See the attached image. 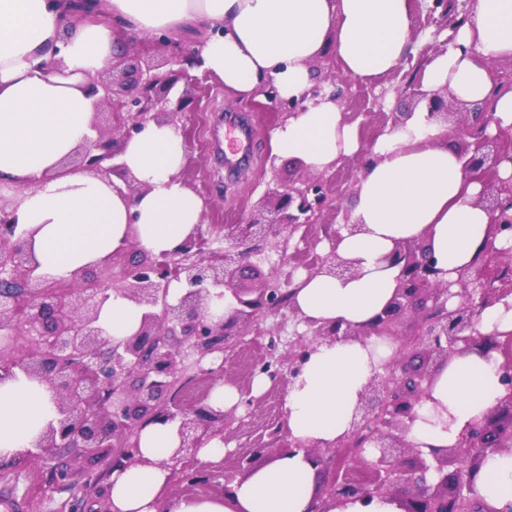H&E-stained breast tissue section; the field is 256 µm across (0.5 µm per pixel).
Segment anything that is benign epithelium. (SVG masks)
<instances>
[{"instance_id": "1", "label": "benign epithelium", "mask_w": 512, "mask_h": 512, "mask_svg": "<svg viewBox=\"0 0 512 512\" xmlns=\"http://www.w3.org/2000/svg\"><path fill=\"white\" fill-rule=\"evenodd\" d=\"M150 41L164 50L165 73L127 47L112 66L90 79L96 97L91 128L97 137L78 147L65 166L112 182L122 179L138 191L135 178L114 162L125 142L146 123L177 125L178 115L194 108L188 90V67L199 64L182 43L168 36ZM262 93L285 118L299 101L281 99L273 84ZM411 96L427 101L430 115L459 140L457 155L469 180L481 184L475 204L490 217L473 260L454 270L437 262L427 244L395 242L386 256L399 268L388 305L363 326H342L299 319L305 331L288 343L278 367L265 358L255 369L272 381L293 382L305 355L325 343L365 340L387 334L394 355L370 378L360 394L350 427L331 445L288 440V452H305L315 471L328 480L314 494L322 503L372 498L397 500L401 512H448V502L474 495L476 476L470 463L493 451L512 450V332L483 334L480 315L497 304L512 306V177L499 165L512 162V130L487 134L491 117L471 110L448 94H427L413 84ZM331 179L307 175L282 190L267 193L235 224L197 226L179 247L152 255L135 247L113 254L101 265L77 270L68 280L34 275L27 232L15 211L0 206V381L23 373L53 392L57 417L15 463L45 465L54 483L70 486L77 461L112 467L147 464L139 450V433L150 423H175L179 445L170 456V480L191 488H224L233 494L236 475L249 477L262 458L273 459L266 444L238 458L237 472L224 460L201 465L197 453L205 443L224 440V422L235 410H216L207 402H189L174 388L190 369L194 380L214 386L224 380L217 355L237 348L262 316L284 304L275 270L262 271L269 253L288 260L293 240L316 250L312 226L333 210ZM355 235L364 225H336L329 250L313 262L297 264L307 275L340 279L356 275L355 262L341 256L342 232ZM224 241L219 246L217 242ZM177 281L185 293L173 303L169 288ZM116 290L142 309L138 331L114 343L97 326L99 313ZM224 300L228 313L215 318L211 302ZM457 352L500 358L504 394L481 420L469 424L447 448L423 450L408 440L417 410L429 399L437 372ZM454 469L448 470V464Z\"/></svg>"}]
</instances>
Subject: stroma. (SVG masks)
<instances>
[{"mask_svg": "<svg viewBox=\"0 0 512 512\" xmlns=\"http://www.w3.org/2000/svg\"><path fill=\"white\" fill-rule=\"evenodd\" d=\"M433 0H418L413 27L421 47L408 57L392 75L366 85L353 79L337 82L338 103L345 119L356 125L364 145H371L391 124L394 112H411L415 103L407 88L417 79L435 52L445 50L451 31L440 13L432 12ZM200 83L191 87L199 105L197 110L183 113L180 127L186 133L189 151L180 176L205 202L204 224H232L249 211L253 202L267 191L281 188L298 178L303 169L298 161L283 159L270 164V139L280 117L273 111L257 112L249 100L239 99L226 91L223 84L210 75H200ZM232 110L249 124L250 138L241 164L240 178L234 188L216 185L211 174L224 168V113ZM297 319L291 307L283 306L264 317L258 334L259 348L224 355V382L253 394V403L240 407L224 426L231 440L224 454V468L234 471L238 454L252 448L256 440L268 439L271 430L285 416L284 402L288 383L268 384L261 392H253L255 380L247 372L248 361L275 351L283 354L294 338ZM52 475L43 467L20 466L11 472H0V512H60L66 493L53 489Z\"/></svg>", "mask_w": 512, "mask_h": 512, "instance_id": "1", "label": "stroma"}]
</instances>
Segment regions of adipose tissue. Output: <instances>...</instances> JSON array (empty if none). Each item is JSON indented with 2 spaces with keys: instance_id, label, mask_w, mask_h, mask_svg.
Returning <instances> with one entry per match:
<instances>
[{
  "instance_id": "1",
  "label": "adipose tissue",
  "mask_w": 512,
  "mask_h": 512,
  "mask_svg": "<svg viewBox=\"0 0 512 512\" xmlns=\"http://www.w3.org/2000/svg\"><path fill=\"white\" fill-rule=\"evenodd\" d=\"M415 0H0V180L21 187L0 204L31 231L37 272L65 280L136 244L159 254L177 248L200 224L202 198L180 178L188 145L175 127L148 122L118 158L140 183H106L65 168L64 159L92 137L87 83L122 50L123 36L191 37L201 68L241 97L273 81L280 98L304 107L272 133V154L324 172L364 152L352 199L365 233L338 245L353 259L350 279L300 276L291 301L299 316L362 325L391 300L398 268L384 258L398 240H426L438 267L473 259L490 216L475 205L480 184L468 181L445 130L419 103L403 124L362 148L355 125L330 97L311 100L312 65L332 49L344 75L364 84L395 72L416 54ZM512 61V0H472L457 45L426 64L420 88L448 91L483 107L490 131L512 128V90H496L491 65ZM141 313L112 293L98 322L120 341ZM394 348L371 338L339 341L311 352L290 386L285 420L293 438L336 440L348 429L359 395ZM500 362L474 353L452 356L430 389L408 435L421 447L453 445L502 394ZM56 414L48 386L24 378L0 383V460L29 447ZM178 443L171 424H151L139 437L145 464L114 469L107 482L112 512H158L169 484L166 466ZM315 470L303 452L258 469L235 487L233 504L211 497L174 500L171 512H314ZM475 495L512 512V451L488 454Z\"/></svg>"
}]
</instances>
